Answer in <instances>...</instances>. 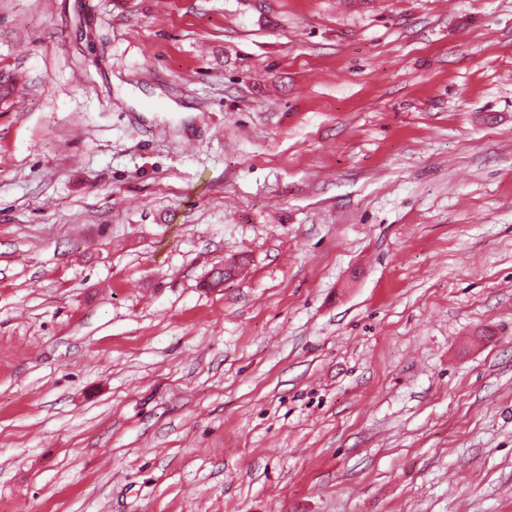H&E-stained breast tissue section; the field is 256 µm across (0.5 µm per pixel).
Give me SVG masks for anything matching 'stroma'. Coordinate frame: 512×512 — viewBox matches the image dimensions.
<instances>
[{
	"mask_svg": "<svg viewBox=\"0 0 512 512\" xmlns=\"http://www.w3.org/2000/svg\"><path fill=\"white\" fill-rule=\"evenodd\" d=\"M1 72L0 512H512V0H0Z\"/></svg>",
	"mask_w": 512,
	"mask_h": 512,
	"instance_id": "1",
	"label": "stroma"
}]
</instances>
